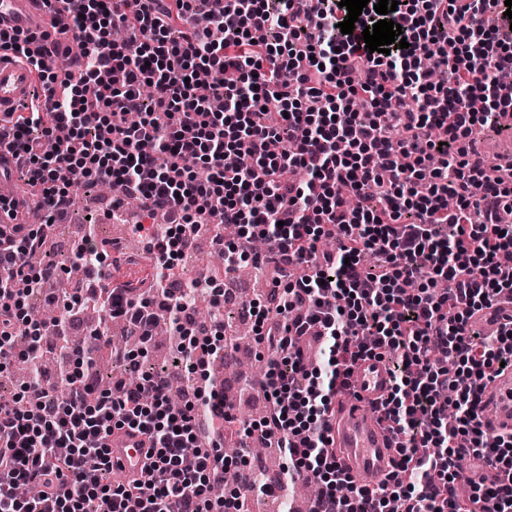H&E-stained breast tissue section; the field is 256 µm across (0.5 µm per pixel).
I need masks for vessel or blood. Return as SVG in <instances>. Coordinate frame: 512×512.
<instances>
[{
    "mask_svg": "<svg viewBox=\"0 0 512 512\" xmlns=\"http://www.w3.org/2000/svg\"><path fill=\"white\" fill-rule=\"evenodd\" d=\"M54 15L34 0H0V33L39 32L50 28ZM32 68L25 61L0 55V113L19 110L34 95ZM355 401L336 403L330 417L336 462L358 486L377 489L389 481L399 459L398 440L384 427L377 410L392 385L385 360L357 361L349 378ZM487 436L512 432V368L494 376L481 391ZM107 444L112 466L125 478L139 477L147 461L146 436L114 430Z\"/></svg>",
    "mask_w": 512,
    "mask_h": 512,
    "instance_id": "obj_1",
    "label": "vessel or blood"
}]
</instances>
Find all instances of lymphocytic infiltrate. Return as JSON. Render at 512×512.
I'll use <instances>...</instances> for the list:
<instances>
[{
	"label": "lymphocytic infiltrate",
	"instance_id": "obj_1",
	"mask_svg": "<svg viewBox=\"0 0 512 512\" xmlns=\"http://www.w3.org/2000/svg\"><path fill=\"white\" fill-rule=\"evenodd\" d=\"M76 66L37 69L45 101L0 118V173L23 169L34 212L66 217L75 188L116 181L112 201L163 214L145 235L148 289L135 294L110 248L85 230L73 248L90 286L52 319L29 304L59 277L34 263L45 227L0 225V370L52 351L87 305L125 321L137 349L158 318L182 373L145 374L98 391L71 346L55 374L36 371L0 401V512H242L299 479L321 493L313 512H512V434L487 439L478 392L512 367V322L471 332L512 293V225L498 222L512 173L491 174L474 127L501 131L512 111V27L504 0H400L390 20L407 48L372 53L341 33L339 0H60ZM198 23L178 24L186 17ZM128 38L113 42L115 28ZM482 222H474V214ZM233 225L224 269L274 264L273 291L249 303L256 343L271 351L265 417L244 437L288 460L273 482L226 484L232 465L203 449L200 418L225 403L210 365L229 348L223 322L193 320L191 288L168 286L189 235ZM337 247L320 248L330 229ZM375 252L372 266L361 262ZM316 329V361L297 340ZM386 358L393 386L380 410L401 440L398 472L373 492L340 470L328 415L355 361ZM128 427L152 448L143 478L112 483L106 439ZM500 480L487 482V470ZM467 482L468 496L455 495Z\"/></svg>",
	"mask_w": 512,
	"mask_h": 512
}]
</instances>
